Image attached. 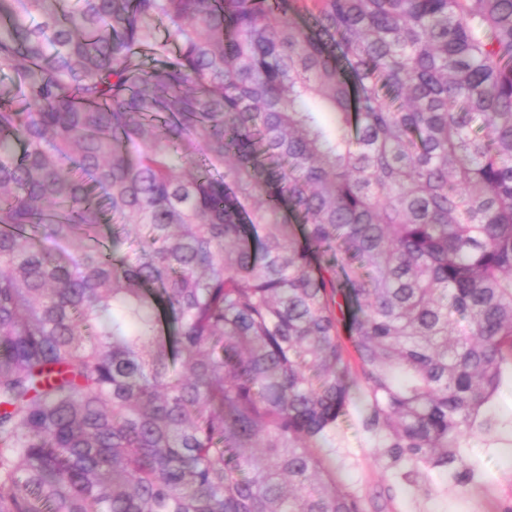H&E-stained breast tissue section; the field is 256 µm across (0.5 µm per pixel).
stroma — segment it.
<instances>
[{
  "label": "stroma",
  "instance_id": "stroma-1",
  "mask_svg": "<svg viewBox=\"0 0 512 512\" xmlns=\"http://www.w3.org/2000/svg\"><path fill=\"white\" fill-rule=\"evenodd\" d=\"M483 414L492 432L468 436L458 463L447 467L375 447L358 405L320 452L344 490L361 500L363 512H512V458L504 454L512 448L511 369Z\"/></svg>",
  "mask_w": 512,
  "mask_h": 512
}]
</instances>
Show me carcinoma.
Masks as SVG:
<instances>
[{
	"instance_id": "1",
	"label": "carcinoma",
	"mask_w": 512,
	"mask_h": 512,
	"mask_svg": "<svg viewBox=\"0 0 512 512\" xmlns=\"http://www.w3.org/2000/svg\"><path fill=\"white\" fill-rule=\"evenodd\" d=\"M0 512H363L512 366V0H0ZM138 229L131 241L126 225Z\"/></svg>"
}]
</instances>
